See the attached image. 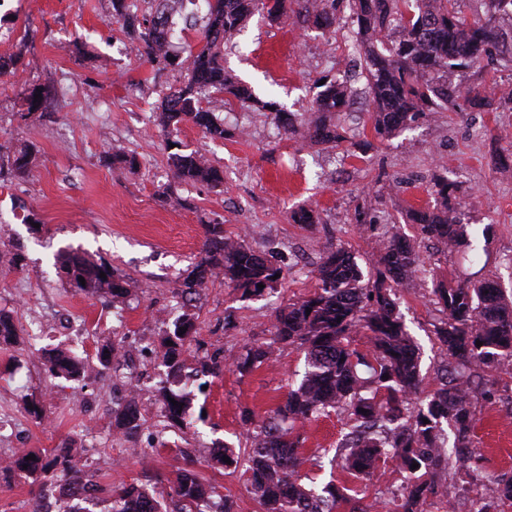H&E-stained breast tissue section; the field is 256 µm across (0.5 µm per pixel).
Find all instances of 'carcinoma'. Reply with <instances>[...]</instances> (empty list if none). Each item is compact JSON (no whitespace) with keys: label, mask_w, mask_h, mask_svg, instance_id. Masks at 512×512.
<instances>
[{"label":"carcinoma","mask_w":512,"mask_h":512,"mask_svg":"<svg viewBox=\"0 0 512 512\" xmlns=\"http://www.w3.org/2000/svg\"><path fill=\"white\" fill-rule=\"evenodd\" d=\"M199 28V46L177 59L164 44L165 34L177 22L150 12L139 19L130 13L126 0H112V20L122 25L137 50L152 63L178 66L185 79L162 103L156 122L168 137H175L179 124L190 122L212 139L228 135L224 122L204 109L202 96L212 90L224 92L239 102L259 103L251 90L238 84L224 70V42L236 34L246 20L261 13L274 23L291 21L300 27L330 29L340 5L347 4L357 26L359 77L365 80V99L375 134L389 138L408 127L426 112H438L464 94L473 107L484 104L477 89L465 91L451 81L468 69L493 57L498 34L492 15L512 7V0H485L486 18L467 21L456 10V0H204ZM353 90L347 78H327L314 98L318 117L301 127L288 113L274 109L276 119L290 138L338 146L342 137L336 115L351 106ZM33 151L23 148L13 154L8 170L15 177L27 174ZM176 182L223 186V173L195 151L171 154ZM448 181L440 179L432 191L440 203L413 209L410 218L429 239L460 249L466 246L463 225L448 210ZM420 258L410 240L402 236L385 239L372 281L355 256L330 247L318 269L317 285L310 296L292 302L275 315L271 339L245 347L230 366L244 376L270 361L277 345L304 351L307 369L284 402L262 420L248 413L245 422L255 424L249 433L250 447L244 456L227 446L212 449V455L233 463L244 460L250 473L247 492L261 504L262 512H336L337 505L350 501L336 484L321 492L301 484L300 471L306 459L300 452L304 441L300 429L312 417L333 410L351 423V430L337 446L333 460L360 473L391 460L411 475L400 495V512H424L437 495L450 471L464 466L476 447L472 405L478 390L475 378L482 372L512 365V297L496 283L475 276L453 286L436 289L443 318L434 325V335L448 356L440 387L425 401L413 405L409 395L421 383L416 347L395 313V288L417 271ZM60 270L70 283L83 291L102 292L114 303L126 293V282L112 266L95 263L66 252ZM106 277H100V273ZM281 266L255 253L244 241L224 235L222 224L208 225L203 255L182 283V294L194 295L213 276L222 275L246 297L274 289ZM85 282H80L79 278ZM263 287H257V284ZM311 313H306V310ZM186 328L181 332L180 328ZM194 323L187 314L179 316L173 329L161 340L168 376L198 374L217 376L221 363L202 362L189 368L185 357ZM364 333L372 356L351 347L350 336ZM17 329L11 315L0 312V343L12 345ZM482 342L477 346L476 342ZM123 345L109 342L97 350L104 366L117 358ZM50 375L83 381L88 377L84 363L69 350H54L46 357ZM163 410L159 427L182 429L187 425L190 397L168 385L158 389ZM114 425L125 435L144 424L135 399L112 409ZM453 432L452 447L446 446L443 426ZM21 452L11 467L33 475L45 468L41 460L27 459ZM68 477L69 495L86 499L92 495L109 503L106 512H234V502L224 498L189 460L165 477L167 493L149 491L142 485L104 486L88 479L85 472L70 466L67 447L52 454ZM418 468H412V464ZM512 501V478L496 484L492 500H478L472 512H497L494 504Z\"/></svg>","instance_id":"obj_1"}]
</instances>
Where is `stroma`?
<instances>
[{
    "label": "stroma",
    "mask_w": 512,
    "mask_h": 512,
    "mask_svg": "<svg viewBox=\"0 0 512 512\" xmlns=\"http://www.w3.org/2000/svg\"><path fill=\"white\" fill-rule=\"evenodd\" d=\"M111 13V0H5L0 7V30L10 34L0 41V55L18 60L14 74L0 77V166L20 146L34 150L26 176H0V309L18 328L16 344L0 345V512H33L38 504L44 512L80 508L66 495L61 471L32 479L7 466L17 449L45 457L66 443L94 482L150 489L190 452L236 512H261L246 491L244 467L206 461L211 448L244 439L245 411L261 417L285 399L305 371L303 353L286 346L244 376L227 369L182 380L193 398L192 424L161 434L152 396L167 377L157 350L161 337L187 313L196 325L192 355L228 359L269 339L279 307L314 292L327 247L350 251L363 271H372L378 247L354 221L366 200L379 223L413 240L420 253L422 268L394 300L419 348L417 400L438 388L447 360L433 334L434 290L476 270L461 254L425 239L407 213L434 206L430 183L447 178L469 251L487 262L483 277L512 291V166L498 164L512 155V16H496L504 46L494 70L465 69L456 78L464 88L482 85L488 108H470L461 98L455 111L420 116L388 139L375 134L361 96L338 116L345 141L333 149L288 138L270 112L211 94L204 105L223 118L230 137L212 140L186 123L178 140L223 170L218 191L174 182L172 148L155 115L183 75L157 70L132 51L119 25L110 23ZM355 31L346 14L328 30L272 25L256 15L225 46L224 67L261 100L311 122L316 82L342 76ZM24 87L47 95L43 108L28 116L19 96ZM123 154L136 155L139 169L115 163ZM300 208L318 212L320 223H293L289 214ZM216 221L225 235L282 267L275 290L248 299L217 277L198 295L179 294L208 224ZM66 250L117 269L129 284L127 302L112 306L61 278L57 255ZM35 323L43 337L34 345ZM119 338L130 357L101 366L98 348ZM58 347L83 358L89 379L75 383L47 372L44 356ZM131 383L139 387L146 423L126 437L112 426V406L127 397ZM489 385L492 398L474 404L478 446L468 465L499 480L512 477V375L491 376ZM349 430L333 412L305 425L302 484L318 489L332 481L364 504L379 492L378 512H397L405 474L393 462L364 475L331 466Z\"/></svg>",
    "instance_id": "35a3bbf8"
}]
</instances>
